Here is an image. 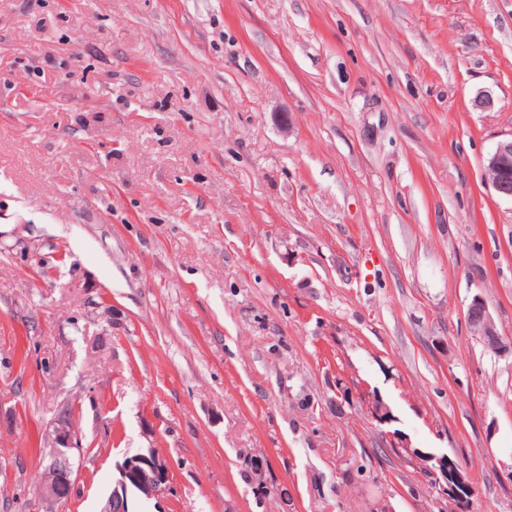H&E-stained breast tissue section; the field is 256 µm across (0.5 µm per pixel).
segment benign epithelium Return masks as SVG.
Segmentation results:
<instances>
[{"mask_svg":"<svg viewBox=\"0 0 512 512\" xmlns=\"http://www.w3.org/2000/svg\"><path fill=\"white\" fill-rule=\"evenodd\" d=\"M483 176L499 196L512 200V134L499 140L486 157L483 162ZM466 319L472 335L479 338L486 350L499 355L512 350L504 344L497 332L488 303L482 296H473L467 308ZM389 437L390 443L399 448L401 455L407 460L412 462L423 459V452L419 449L410 447L405 440L392 433ZM49 439L52 447V467L59 472H72L75 452L79 447L78 434L72 423L59 419L54 421ZM426 461L430 462L426 471L432 480V490L439 498L448 497L450 466L454 467L453 478L456 484L467 486L466 473L460 466L454 464L448 455H432L426 458ZM246 466L251 480L262 488H267L268 459L260 456L251 457L247 460ZM117 471L115 487L102 502L99 512H128V493L133 492L141 498L151 500L162 497L171 488L167 460L151 450L125 457L117 465ZM37 495L49 508L71 497V494L65 492L56 481L40 482Z\"/></svg>","mask_w":512,"mask_h":512,"instance_id":"7a95c632","label":"benign epithelium"}]
</instances>
